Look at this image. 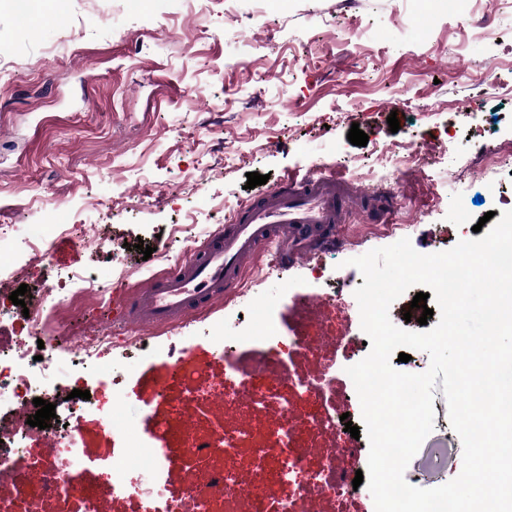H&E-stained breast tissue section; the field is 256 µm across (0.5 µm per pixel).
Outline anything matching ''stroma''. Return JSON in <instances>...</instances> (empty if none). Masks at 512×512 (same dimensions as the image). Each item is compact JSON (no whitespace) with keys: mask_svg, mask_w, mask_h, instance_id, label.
<instances>
[{"mask_svg":"<svg viewBox=\"0 0 512 512\" xmlns=\"http://www.w3.org/2000/svg\"><path fill=\"white\" fill-rule=\"evenodd\" d=\"M264 3L259 12L254 0H206L199 15L188 0H57L46 20L20 17L0 0V231L19 252L26 225L92 227L86 236L49 237L35 269L10 280L11 288L26 286L25 302L43 299L42 335L67 324L68 336L53 343L58 373L74 367L71 339L102 327L131 335L119 297L288 176L331 171L359 193L394 197L388 223L356 217L341 242L290 270L267 252L236 295L156 331L153 354L114 346L108 359L123 375L119 389L92 383L90 400H58L64 429L106 453L127 448V435L102 425L121 397L128 435L168 449L171 495L192 477L179 429L220 423L229 440L278 430L285 388L256 379L263 405L234 401L238 380L225 377L214 346L215 335L226 336L232 363L242 366L260 354L259 345L236 341L258 322L260 304L273 310L282 335L308 340L281 357L294 377L339 365L323 395L326 414L338 419L336 464L367 469V434L354 439L345 430L362 419L343 368L369 353L354 297L364 279L349 259L395 243L396 224L408 225L419 253L449 250L473 238L484 213H502L512 200V0H468L457 13L429 0ZM354 124L367 145L348 140ZM493 155V173L479 178ZM391 165L393 178L377 183ZM251 172L267 184L247 188ZM73 276L78 282L62 298L48 295ZM179 359L202 374L170 373ZM433 393L434 428L404 474L426 489L462 470L442 386ZM332 443L322 438L308 449V470ZM351 445L355 455H343ZM211 463L232 467L269 497L287 489L275 466L236 450L215 451ZM293 500L296 512H375L364 485L344 502L317 491Z\"/></svg>","mask_w":512,"mask_h":512,"instance_id":"1","label":"stroma"}]
</instances>
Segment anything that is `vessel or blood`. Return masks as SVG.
I'll use <instances>...</instances> for the list:
<instances>
[{"label":"vessel or blood","mask_w":512,"mask_h":512,"mask_svg":"<svg viewBox=\"0 0 512 512\" xmlns=\"http://www.w3.org/2000/svg\"><path fill=\"white\" fill-rule=\"evenodd\" d=\"M354 189L332 173L288 177L280 186L240 206L230 224L212 232L202 246L164 276L148 279L119 302L124 323L161 329L185 321L229 299L243 286L270 246H277L283 269L340 239ZM362 210L374 224L386 223L389 193L363 198Z\"/></svg>","instance_id":"vessel-or-blood-1"}]
</instances>
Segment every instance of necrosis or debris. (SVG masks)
I'll return each mask as SVG.
<instances>
[{
	"instance_id": "4bbe7bcc",
	"label": "necrosis or debris",
	"mask_w": 512,
	"mask_h": 512,
	"mask_svg": "<svg viewBox=\"0 0 512 512\" xmlns=\"http://www.w3.org/2000/svg\"><path fill=\"white\" fill-rule=\"evenodd\" d=\"M64 334L60 328L55 336L44 337L41 356L36 359L24 340L0 320V400H7L9 405L6 412H0V472L7 477L6 483L0 485V512H101L95 493L82 483L83 476L93 469L107 475L113 499L136 502L137 512H262L256 490L239 483L228 471L210 470L209 454L216 446L210 429L189 428L184 433V462L188 468L201 471L202 476L189 481L177 497L168 495L161 480L147 490L136 477L142 468L153 470L159 477L164 475L169 459L162 448H148L135 456H103L81 441L59 436L48 428L42 432L47 445L44 460L22 465L16 447L32 434L27 419L33 398L51 403L86 376L101 377L96 362L112 346V336L105 330L76 339L75 353L83 363L81 372L62 381H52L47 375L48 357L55 337ZM259 335L268 345L267 352L252 366L239 371V386L249 392L251 403L260 401L259 396L250 392L252 380L260 376H276L281 385L293 388L296 398L322 393L325 373L297 382L286 371L274 368L278 346L296 345L297 337L280 336L269 318L265 319ZM283 409L286 416L276 435L253 430L243 432L240 436L243 447L260 463H277L279 479L297 485L299 493H308L315 487L329 497L351 494L350 473L337 467L334 457H327L307 482L302 479V458H295L289 466L280 464L283 449L293 445L299 434L315 439L335 427L332 418L318 420L296 414L294 401L284 402Z\"/></svg>"
}]
</instances>
